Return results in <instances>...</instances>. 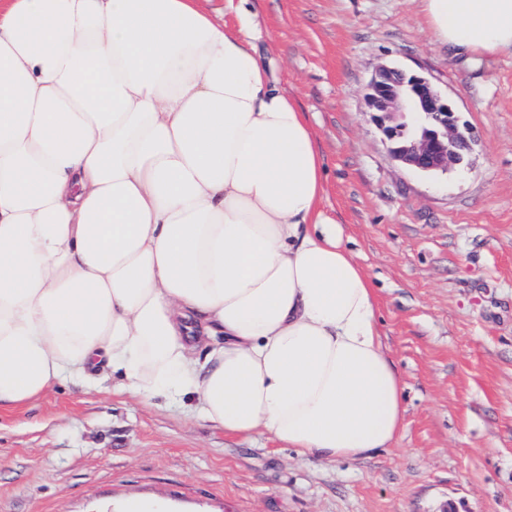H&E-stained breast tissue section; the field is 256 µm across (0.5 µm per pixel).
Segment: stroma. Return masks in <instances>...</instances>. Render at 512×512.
<instances>
[{"label": "stroma", "mask_w": 512, "mask_h": 512, "mask_svg": "<svg viewBox=\"0 0 512 512\" xmlns=\"http://www.w3.org/2000/svg\"><path fill=\"white\" fill-rule=\"evenodd\" d=\"M258 51L307 113L325 205L375 289L404 386L397 440L319 462L225 434L190 402L59 382L0 409V512H512V55L437 42L420 0H252ZM428 78L470 126L465 166H398L364 89Z\"/></svg>", "instance_id": "35a3bbf8"}]
</instances>
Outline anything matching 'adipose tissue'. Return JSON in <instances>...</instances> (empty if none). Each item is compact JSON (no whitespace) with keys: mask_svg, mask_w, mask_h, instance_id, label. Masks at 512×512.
Segmentation results:
<instances>
[{"mask_svg":"<svg viewBox=\"0 0 512 512\" xmlns=\"http://www.w3.org/2000/svg\"><path fill=\"white\" fill-rule=\"evenodd\" d=\"M209 0H0V408L110 368L226 434L357 460L404 428L307 115ZM460 53L512 0H421Z\"/></svg>","mask_w":512,"mask_h":512,"instance_id":"obj_1","label":"adipose tissue"}]
</instances>
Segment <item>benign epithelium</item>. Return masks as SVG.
<instances>
[{
  "label": "benign epithelium",
  "instance_id": "obj_1",
  "mask_svg": "<svg viewBox=\"0 0 512 512\" xmlns=\"http://www.w3.org/2000/svg\"><path fill=\"white\" fill-rule=\"evenodd\" d=\"M366 98L391 159L424 173L461 167L471 151L470 129L448 97L424 77L384 66Z\"/></svg>",
  "mask_w": 512,
  "mask_h": 512
}]
</instances>
